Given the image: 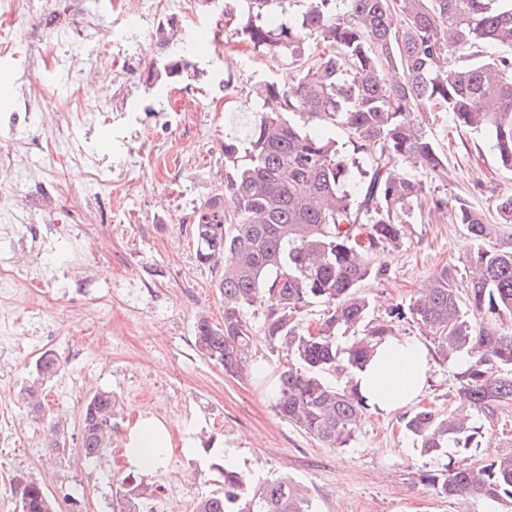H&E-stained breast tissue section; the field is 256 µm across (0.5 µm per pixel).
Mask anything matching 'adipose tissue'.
Listing matches in <instances>:
<instances>
[{
    "label": "adipose tissue",
    "mask_w": 512,
    "mask_h": 512,
    "mask_svg": "<svg viewBox=\"0 0 512 512\" xmlns=\"http://www.w3.org/2000/svg\"><path fill=\"white\" fill-rule=\"evenodd\" d=\"M429 369L430 354L421 341L390 338L378 346L363 370L352 373L349 382L371 408L388 414L420 401ZM181 433V438H174L169 422L138 415L124 439L127 466L148 476L166 464L174 448L193 452L197 445L194 424H183Z\"/></svg>",
    "instance_id": "obj_1"
}]
</instances>
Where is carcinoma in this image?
Listing matches in <instances>:
<instances>
[{"mask_svg":"<svg viewBox=\"0 0 512 512\" xmlns=\"http://www.w3.org/2000/svg\"><path fill=\"white\" fill-rule=\"evenodd\" d=\"M283 0H233L226 16L234 36L255 49L287 53L312 63L288 86H261L263 105L248 137L224 143V192L194 211L193 239L204 263L222 267L224 323L200 318L198 352L239 376L251 357L253 331L246 308L265 309L269 345L286 346L274 403L278 417L328 448L353 440L364 399L330 385L323 374L362 369L376 346L409 320L433 342L436 355L464 361L458 405L424 408L403 419L423 454L454 449L444 472L424 480L440 494L512 500V453L468 462L475 417L512 403V194L495 200L498 221L463 202L430 191L447 159L424 129L423 112H448L455 125L484 130L501 163L512 168V0H308L294 17L273 24ZM461 64L448 68V55ZM187 57H171L157 79L189 73ZM319 120L322 129L310 127ZM348 131L345 152L331 129ZM233 199L232 211L224 197ZM444 213L466 227L457 267H444L408 309L392 307L367 320L361 282L387 275L384 252L401 246L413 209ZM324 307L314 327H300L308 308ZM352 333L342 346L338 338ZM45 379L58 370L43 354L35 364ZM116 398L100 390L82 412L81 451L99 459L110 446ZM224 489L201 498L195 512H312L310 499L286 476L253 488L229 463ZM21 512H55L40 483L17 485Z\"/></svg>","mask_w":512,"mask_h":512,"instance_id":"cac0c4a2","label":"carcinoma"}]
</instances>
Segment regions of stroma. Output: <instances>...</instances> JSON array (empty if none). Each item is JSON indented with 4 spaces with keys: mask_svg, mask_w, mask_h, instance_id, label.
I'll list each match as a JSON object with an SVG mask.
<instances>
[{
    "mask_svg": "<svg viewBox=\"0 0 512 512\" xmlns=\"http://www.w3.org/2000/svg\"><path fill=\"white\" fill-rule=\"evenodd\" d=\"M122 14L105 0H16V23L36 25L27 41L0 56V147L23 146L29 133H45L88 101L112 108L71 128L74 146L94 155L98 168L60 166L53 153L37 161L26 184L0 181V207L34 208L25 224L0 232V265L21 279L0 297V321H12V338L0 344V512H21L18 479L39 482L58 512H120L121 496L143 495L147 512H194L220 488L224 448L252 483L285 475L300 485L313 512H512L481 497H445L424 481L444 470V456L420 454L402 427V414L365 409L345 449L327 448L278 418L265 381L277 380L288 358L262 335L264 310L246 309L253 329L252 362L264 363L266 379L252 372L226 374L201 357L194 326L204 317L224 320L220 268L196 254L194 210L224 185V141L243 133V123L262 101L259 85L286 83L299 63L285 55L252 51L231 34L214 41L221 14L186 0L189 16L151 19L150 0H124ZM89 19L95 41L78 45L86 79L60 66L32 71L57 31ZM177 54L190 55L197 74L177 82L153 71ZM134 74L125 83L122 73ZM109 73L107 88L97 86ZM43 92L32 95L26 123L9 114L29 75ZM425 128L448 158L435 193L464 201L495 221L497 197L512 193V171L498 163L488 135L459 128L447 112L425 115ZM467 242L464 225L429 213L414 214L402 245L383 255L386 276L364 281L373 316L408 306L442 267L458 264ZM54 354L59 370L39 388L40 410L25 400L35 362ZM462 367L434 359L421 404L446 409ZM99 390L115 394L112 445L105 462L81 454V410ZM171 424L199 421L197 454L174 451L166 467L128 482L122 457L125 435L138 414ZM480 460L512 452V406L479 417ZM55 427L58 447L45 434Z\"/></svg>",
    "mask_w": 512,
    "mask_h": 512,
    "instance_id": "35a3bbf8",
    "label": "stroma"
}]
</instances>
